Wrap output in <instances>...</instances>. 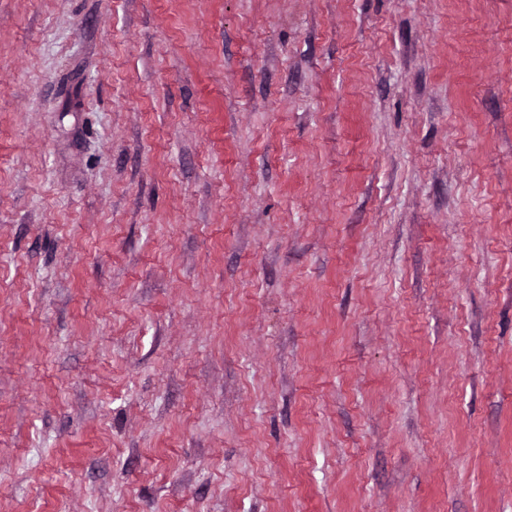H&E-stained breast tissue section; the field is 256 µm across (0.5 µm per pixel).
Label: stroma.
Listing matches in <instances>:
<instances>
[{
	"instance_id": "stroma-1",
	"label": "stroma",
	"mask_w": 512,
	"mask_h": 512,
	"mask_svg": "<svg viewBox=\"0 0 512 512\" xmlns=\"http://www.w3.org/2000/svg\"><path fill=\"white\" fill-rule=\"evenodd\" d=\"M0 512H512V0H0Z\"/></svg>"
}]
</instances>
